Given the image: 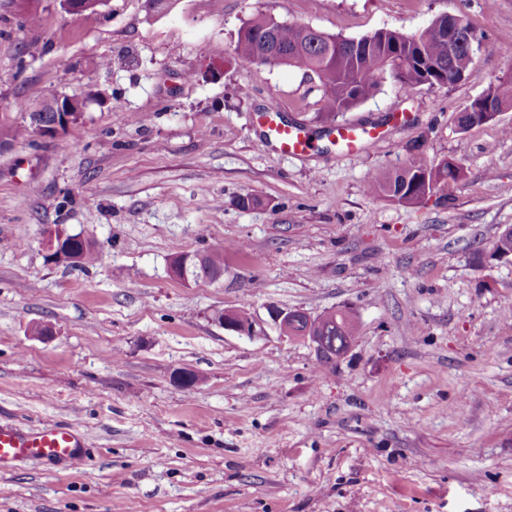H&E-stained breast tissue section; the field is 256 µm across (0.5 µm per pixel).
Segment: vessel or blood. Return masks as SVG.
<instances>
[{
    "label": "vessel or blood",
    "instance_id": "b4317fda",
    "mask_svg": "<svg viewBox=\"0 0 512 512\" xmlns=\"http://www.w3.org/2000/svg\"><path fill=\"white\" fill-rule=\"evenodd\" d=\"M265 141L280 155L299 158L314 148L309 133L302 127L286 124L277 115H269L263 124ZM337 144L354 152L367 148L380 133L379 128L357 123L339 124L332 129ZM83 443L75 428L46 426L24 432L11 425L0 424V471L23 458H44L80 466Z\"/></svg>",
    "mask_w": 512,
    "mask_h": 512
}]
</instances>
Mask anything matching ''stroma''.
Returning <instances> with one entry per match:
<instances>
[{
    "label": "stroma",
    "mask_w": 512,
    "mask_h": 512,
    "mask_svg": "<svg viewBox=\"0 0 512 512\" xmlns=\"http://www.w3.org/2000/svg\"><path fill=\"white\" fill-rule=\"evenodd\" d=\"M446 12L480 41L476 73L379 79L339 118L385 129L353 155L327 144L314 75L233 53L258 16L359 38ZM511 78L512 0H105L88 17L0 0V120L89 99L64 134L0 151V423L71 425L88 452L0 473V512H512V257L491 255L512 226V108L457 125ZM270 110L312 132L309 155L265 143ZM444 160L461 177L419 205L366 192ZM54 229L99 261L49 260ZM218 246L220 280L170 276L173 256ZM274 308H345L358 336L323 366ZM238 309L262 333L218 323Z\"/></svg>",
    "instance_id": "35a3bbf8"
}]
</instances>
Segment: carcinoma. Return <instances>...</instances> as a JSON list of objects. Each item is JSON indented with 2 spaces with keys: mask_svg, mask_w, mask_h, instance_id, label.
I'll return each mask as SVG.
<instances>
[{
  "mask_svg": "<svg viewBox=\"0 0 512 512\" xmlns=\"http://www.w3.org/2000/svg\"><path fill=\"white\" fill-rule=\"evenodd\" d=\"M449 14L436 17L426 28L405 34L381 29L360 39H346L330 35L305 25L282 24L271 17L252 19L239 30L234 52L241 62L251 65L263 48L267 32L273 31L281 51L283 64L315 75L321 86L323 112L320 117L335 121L343 112L372 96L377 78L388 74L403 87L414 89L421 85H447L455 83L476 71V52L479 41L465 18H459L461 28L447 30ZM496 112L512 105V82L491 83L483 95L473 100L458 114V124L470 128L486 122L482 113L485 105ZM34 127L30 115L20 124L3 123L0 137L12 141H26ZM445 161L427 166L412 162L388 174L375 175L367 184L373 196L404 206L421 203L427 196L457 181L448 172ZM79 257V265H92L98 259L94 246L77 235L63 242ZM494 255L512 257V231L504 230L496 236ZM224 268V248L212 249L206 257L203 273ZM324 327L333 336L331 355L320 359L322 364L336 360V352L357 335L354 317L347 311H327L321 314Z\"/></svg>",
  "mask_w": 512,
  "mask_h": 512,
  "instance_id": "obj_1",
  "label": "carcinoma"
}]
</instances>
